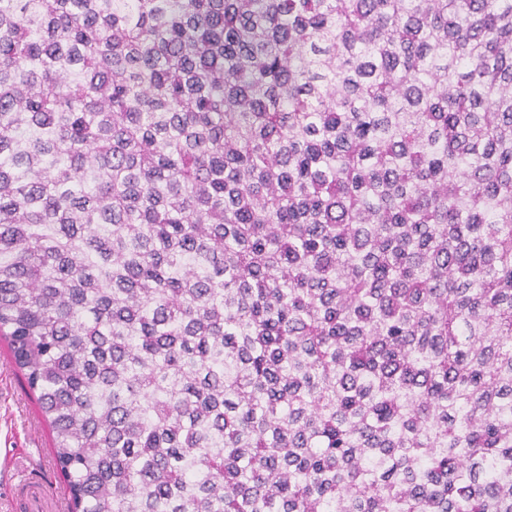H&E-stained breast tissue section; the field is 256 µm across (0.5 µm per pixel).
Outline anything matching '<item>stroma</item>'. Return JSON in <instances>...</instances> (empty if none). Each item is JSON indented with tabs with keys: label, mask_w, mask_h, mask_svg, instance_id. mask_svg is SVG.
<instances>
[{
	"label": "stroma",
	"mask_w": 512,
	"mask_h": 512,
	"mask_svg": "<svg viewBox=\"0 0 512 512\" xmlns=\"http://www.w3.org/2000/svg\"><path fill=\"white\" fill-rule=\"evenodd\" d=\"M52 433L0 344V512H66L54 496L60 480L50 455Z\"/></svg>",
	"instance_id": "obj_1"
}]
</instances>
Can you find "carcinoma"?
<instances>
[{
    "label": "carcinoma",
    "mask_w": 512,
    "mask_h": 512,
    "mask_svg": "<svg viewBox=\"0 0 512 512\" xmlns=\"http://www.w3.org/2000/svg\"><path fill=\"white\" fill-rule=\"evenodd\" d=\"M0 341L69 512H512V0H0Z\"/></svg>",
    "instance_id": "1"
}]
</instances>
